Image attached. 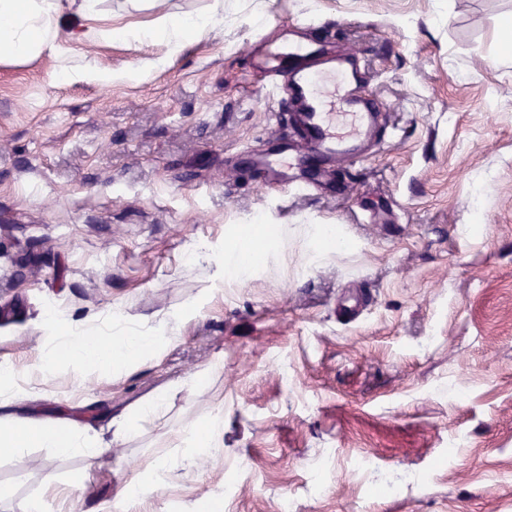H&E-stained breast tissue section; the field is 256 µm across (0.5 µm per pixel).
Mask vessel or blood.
<instances>
[{"instance_id":"vessel-or-blood-1","label":"vessel or blood","mask_w":512,"mask_h":512,"mask_svg":"<svg viewBox=\"0 0 512 512\" xmlns=\"http://www.w3.org/2000/svg\"><path fill=\"white\" fill-rule=\"evenodd\" d=\"M336 59L324 55L318 43H297L287 51L268 53L256 70L264 81L282 92L293 108L289 115L297 136L291 145L305 168L321 170L327 159L337 157L350 162L356 155L355 143L369 126L377 108L363 97L360 88L345 89L336 95L325 87L323 76L335 71ZM351 111L357 127L350 134L336 130L333 106ZM280 159H263L257 171L265 188L275 193L293 191V184L281 177Z\"/></svg>"}]
</instances>
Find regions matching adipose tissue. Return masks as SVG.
<instances>
[{
  "label": "adipose tissue",
  "mask_w": 512,
  "mask_h": 512,
  "mask_svg": "<svg viewBox=\"0 0 512 512\" xmlns=\"http://www.w3.org/2000/svg\"><path fill=\"white\" fill-rule=\"evenodd\" d=\"M99 0H0V60H19L33 54L55 52L62 32V16L94 22L100 15ZM221 0L202 15L164 12L159 14L148 37L167 38L181 43L187 33H201L224 21ZM156 340L151 336H118L105 343L72 331L45 355L42 367L52 372L63 359H78L97 371L114 373L132 358L152 352ZM57 448L97 458L104 450L101 442L84 436L82 429H58L31 419L7 415L0 418V454L14 455L27 444Z\"/></svg>",
  "instance_id": "1"
}]
</instances>
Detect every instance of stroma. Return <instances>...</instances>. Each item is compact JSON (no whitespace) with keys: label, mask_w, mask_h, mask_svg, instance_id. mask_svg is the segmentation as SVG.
Returning a JSON list of instances; mask_svg holds the SVG:
<instances>
[{"label":"stroma","mask_w":512,"mask_h":512,"mask_svg":"<svg viewBox=\"0 0 512 512\" xmlns=\"http://www.w3.org/2000/svg\"><path fill=\"white\" fill-rule=\"evenodd\" d=\"M213 3L102 0L120 37L64 17L58 51L0 61V415L111 443L0 455V512H512V0H224L179 49L143 34ZM298 32L354 54L381 128L321 194H267L254 160L294 130L253 51ZM65 330L158 343L43 374Z\"/></svg>","instance_id":"stroma-1"}]
</instances>
